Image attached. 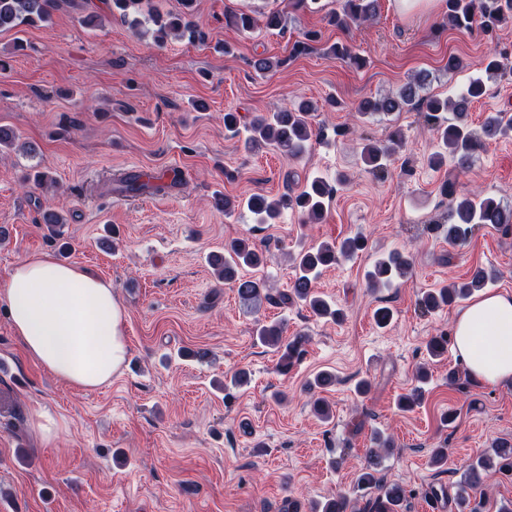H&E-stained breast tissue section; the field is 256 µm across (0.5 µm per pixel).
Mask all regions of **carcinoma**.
<instances>
[{
	"instance_id": "carcinoma-1",
	"label": "carcinoma",
	"mask_w": 512,
	"mask_h": 512,
	"mask_svg": "<svg viewBox=\"0 0 512 512\" xmlns=\"http://www.w3.org/2000/svg\"><path fill=\"white\" fill-rule=\"evenodd\" d=\"M196 4L197 0H182V11L178 13L162 12L158 9L145 11L143 0H106L105 6L110 13L120 14L135 31L146 24L151 26L156 43L162 45L170 35L181 40L186 39L190 43L206 40V32L194 20ZM56 7L57 0H0V31L47 22ZM377 11L378 0H343L341 11L332 17L331 22L340 29H346L353 23L370 20L376 16ZM227 22L243 32L264 28L283 34L286 31L287 16L279 11H270L256 18L240 12L229 15ZM510 24L512 0H446V12L441 26L459 32H470L477 27L482 33L491 35ZM329 53L358 68L365 65V59L344 43L330 46ZM506 67L507 64L502 60L495 57L489 59L482 73L469 78L467 84L454 98L421 95L428 85L429 74L419 73L394 95L360 101L356 112L363 118L409 109L426 113L427 121L431 124L437 140L445 148V151L436 152L430 157V164L439 168L450 155L457 160L459 168L465 169L474 153L486 140L505 135L512 130V118L505 117L501 112L488 114L479 132L472 129L467 122L470 104L486 94L487 82L502 76ZM314 110L311 102L302 100L293 104L291 108L255 119L250 124V136L245 142L246 147L255 149L263 144H272L290 157L301 156L307 151L311 141L320 136L309 121V116ZM448 112L453 113L451 122L446 116ZM404 147V135L401 130L395 129L391 131L385 144L365 139L361 156L371 172L382 177L387 172L390 157ZM441 191L453 201L448 224L443 226V232L450 243L465 242L474 227L479 224H512V209L502 205L492 196H457L452 181L443 183ZM333 192L334 189L330 188L323 178L314 176L296 195L286 193L272 200L260 193L238 200L226 195L218 199L217 204L226 211L245 208L258 224L276 223L285 210L298 212L307 223H318L324 217L325 201L332 197ZM41 221L51 236H61L60 227L64 220L56 211H44ZM365 245L366 240L356 235L338 243L323 242L301 249L294 257L296 276L285 299L301 302L317 317L334 322L343 320V310L318 294L313 288V281L324 268L341 257H349L363 250ZM265 261L264 253L244 239L230 242L224 246V254H214L210 258L218 277L224 281H238L241 268H260ZM411 265L412 261L408 256L394 251L378 259L366 272V278L373 288H388L397 279L404 277ZM493 277V271L478 266L460 283L454 282L426 291L420 299V305L428 312L450 306L486 288ZM266 290V283L261 280L239 281L237 288L238 295L245 304L255 303L263 296L271 298ZM282 335L283 330L278 323L262 324L257 328V336L261 343L281 352L280 365L286 369L292 360L300 355V347L305 343V337L299 335L285 344ZM447 346V337L432 336L426 343V351L430 357L437 359L444 355ZM373 440L376 447L369 449L367 459L357 473L356 483L361 488L377 491L369 512H405L406 489L399 484H386L379 477L382 464L380 449L389 448L391 444L379 433L374 435ZM490 469L512 474L511 442L498 443L492 454L467 468L464 485L456 497L458 512H477L471 507L469 491L481 486L484 472ZM348 509V498L338 494L328 499L321 508L315 509V512H348Z\"/></svg>"
}]
</instances>
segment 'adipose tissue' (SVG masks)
I'll list each match as a JSON object with an SVG mask.
<instances>
[{
  "label": "adipose tissue",
  "instance_id": "1",
  "mask_svg": "<svg viewBox=\"0 0 512 512\" xmlns=\"http://www.w3.org/2000/svg\"><path fill=\"white\" fill-rule=\"evenodd\" d=\"M0 299L27 355L61 382L94 390L120 373L127 357L126 312L110 282L45 252L12 268ZM452 334L472 376L512 383V295L475 296L454 320Z\"/></svg>",
  "mask_w": 512,
  "mask_h": 512
}]
</instances>
